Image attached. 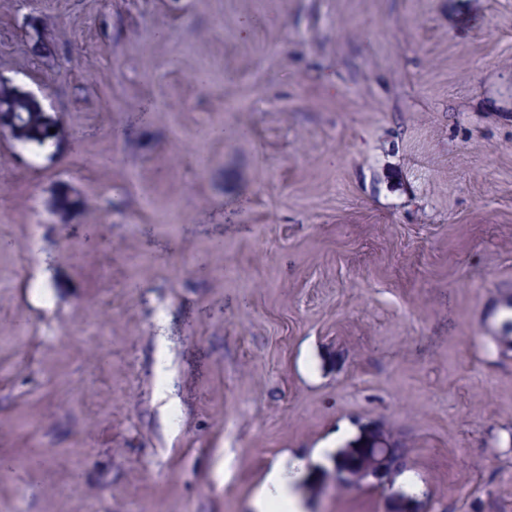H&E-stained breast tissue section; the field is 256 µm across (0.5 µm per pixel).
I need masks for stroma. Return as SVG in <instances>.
<instances>
[{"label":"stroma","mask_w":512,"mask_h":512,"mask_svg":"<svg viewBox=\"0 0 512 512\" xmlns=\"http://www.w3.org/2000/svg\"><path fill=\"white\" fill-rule=\"evenodd\" d=\"M0 75L65 132L0 137V512H512V0H0ZM72 193H75L72 188L62 183L51 195L52 205L63 219L86 204L84 197L78 193L77 197H74ZM381 448H349L336 453V463L331 473L336 486L354 487L364 480L383 489H391L397 475L408 469V455L401 460H393L388 453L382 454ZM271 487L274 488L275 494L269 488L258 498L256 502L257 508L259 509L258 512L269 511L271 501L274 499L282 504L286 509V512H297V504L289 495L286 494L284 490V482L279 472L272 474Z\"/></svg>","instance_id":"1"}]
</instances>
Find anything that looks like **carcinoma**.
<instances>
[{
    "mask_svg": "<svg viewBox=\"0 0 512 512\" xmlns=\"http://www.w3.org/2000/svg\"><path fill=\"white\" fill-rule=\"evenodd\" d=\"M0 123L12 127L14 139L24 145L43 146L57 138L50 133L55 123L39 100L14 82L0 81ZM52 205L66 218L86 204L82 196H73L72 188L62 183L51 195Z\"/></svg>",
    "mask_w": 512,
    "mask_h": 512,
    "instance_id": "obj_1",
    "label": "carcinoma"
}]
</instances>
